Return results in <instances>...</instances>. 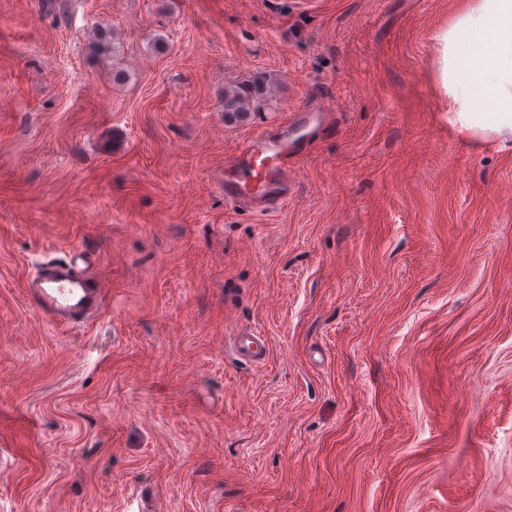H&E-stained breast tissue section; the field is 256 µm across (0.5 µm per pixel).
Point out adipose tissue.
Instances as JSON below:
<instances>
[{"instance_id":"ef3b65f1","label":"adipose tissue","mask_w":512,"mask_h":512,"mask_svg":"<svg viewBox=\"0 0 512 512\" xmlns=\"http://www.w3.org/2000/svg\"><path fill=\"white\" fill-rule=\"evenodd\" d=\"M477 33L486 37L481 54L472 60L460 57L459 44ZM441 42L444 70L439 74L440 79H447L448 68L456 64L465 72L478 67L486 73V82L479 85L462 82L459 95L473 101L490 97L512 104V53L506 50L507 45L512 44V0H487L481 14L462 13L456 27L445 32Z\"/></svg>"}]
</instances>
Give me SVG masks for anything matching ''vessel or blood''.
<instances>
[{
  "label": "vessel or blood",
  "instance_id": "vessel-or-blood-1",
  "mask_svg": "<svg viewBox=\"0 0 512 512\" xmlns=\"http://www.w3.org/2000/svg\"><path fill=\"white\" fill-rule=\"evenodd\" d=\"M331 121V108L301 110L278 129L247 141L239 150L234 170L224 177L225 203L262 206L286 198L300 159L311 148L320 127ZM108 283L107 273L97 259L73 247L68 259L39 263L25 281V294L53 324L73 329L90 324L103 313L109 297ZM263 347V337L254 335L238 337L233 344L234 351L248 359L260 358Z\"/></svg>",
  "mask_w": 512,
  "mask_h": 512
}]
</instances>
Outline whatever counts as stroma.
Wrapping results in <instances>:
<instances>
[{
	"label": "stroma",
	"mask_w": 512,
	"mask_h": 512,
	"mask_svg": "<svg viewBox=\"0 0 512 512\" xmlns=\"http://www.w3.org/2000/svg\"><path fill=\"white\" fill-rule=\"evenodd\" d=\"M63 2L0 0V512H512V138L457 118L512 109L439 79L483 0ZM305 104L340 117L292 202L226 204ZM71 247L80 330L23 294ZM264 85L261 80H255L252 84L241 87L237 90H224V113L240 112L224 115V124L246 126L251 120L250 108L251 99L258 98L263 94ZM245 112V113H244ZM68 253L69 260L39 263L24 288L29 302L49 321L73 329L90 324L103 313L110 288L107 272L96 257H88L77 247ZM263 336H239L233 343V350L241 357L258 359L264 347Z\"/></svg>",
	"instance_id": "obj_1"
}]
</instances>
